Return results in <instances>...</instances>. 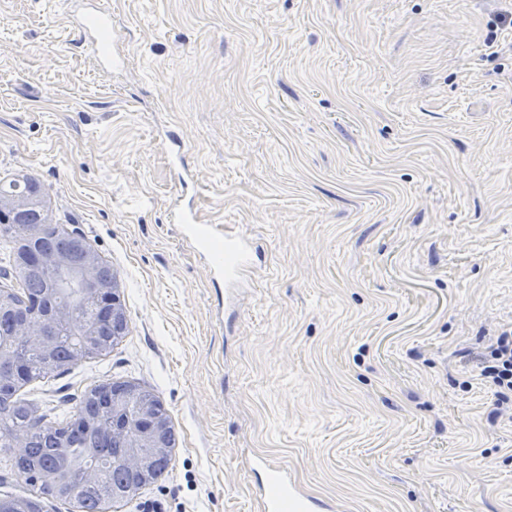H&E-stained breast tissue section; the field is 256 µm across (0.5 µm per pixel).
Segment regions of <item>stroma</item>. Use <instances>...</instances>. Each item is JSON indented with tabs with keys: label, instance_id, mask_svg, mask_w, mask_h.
<instances>
[{
	"label": "stroma",
	"instance_id": "1",
	"mask_svg": "<svg viewBox=\"0 0 512 512\" xmlns=\"http://www.w3.org/2000/svg\"><path fill=\"white\" fill-rule=\"evenodd\" d=\"M107 2L112 70L65 0H0V178L43 183L129 319L27 397L134 380L177 431L117 512H260L254 454L334 512H512L475 360L512 329V0ZM179 197L257 240L245 287L183 243Z\"/></svg>",
	"mask_w": 512,
	"mask_h": 512
}]
</instances>
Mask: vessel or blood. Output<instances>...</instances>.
<instances>
[{"label": "vessel or blood", "mask_w": 512, "mask_h": 512, "mask_svg": "<svg viewBox=\"0 0 512 512\" xmlns=\"http://www.w3.org/2000/svg\"><path fill=\"white\" fill-rule=\"evenodd\" d=\"M80 40L97 60L112 65V14L103 0H91L76 22ZM173 216L179 224L184 242L195 249H205L208 243L223 245V254H211V273L223 276L225 283L240 282L248 271L255 251L253 238L230 224H206L197 212L184 203H176ZM251 471L258 475V498L261 512H328V503L301 494L287 465L254 455L249 460Z\"/></svg>", "instance_id": "1"}]
</instances>
